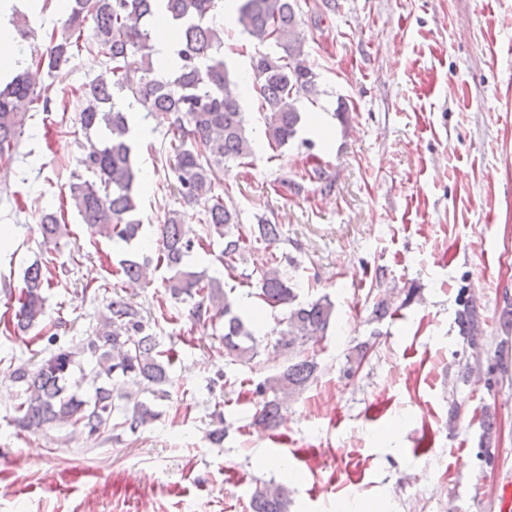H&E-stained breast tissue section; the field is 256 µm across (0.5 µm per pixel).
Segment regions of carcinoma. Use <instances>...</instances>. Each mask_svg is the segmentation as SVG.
<instances>
[{"mask_svg":"<svg viewBox=\"0 0 512 512\" xmlns=\"http://www.w3.org/2000/svg\"><path fill=\"white\" fill-rule=\"evenodd\" d=\"M236 24L254 44L251 56L253 87L259 95L264 135L275 149L286 146L297 134L300 98L314 102L320 95L318 74L306 60V38L297 18L298 0H236ZM222 0H72L62 23L63 33L53 34L32 63L17 70L0 86V160L17 148L28 113L42 107L51 111V100L38 90L37 76L67 66L82 48L80 39L94 47L111 66L113 82L89 83L81 88L80 123L90 130L104 127L105 139L89 143L77 159V166L93 174L90 181L73 171L68 184L69 199L82 220L96 236L126 243L136 240L142 229L136 217L138 203L133 185L139 170L133 164L129 143V112L121 99L130 97L141 112L160 115L168 122V160L176 176L183 208L167 211L161 225L157 264L169 271L163 281L165 294L179 302H191L189 317L197 324L224 318V358L247 364L259 354L258 342L238 313L237 301L216 288L214 281L194 270L185 257L205 239L218 237L224 248L215 260L232 273L247 252L269 251V261L246 274L257 280L256 292H248L263 304L288 307L285 329L273 349L284 357L280 371L258 383L252 395L258 398L254 422L277 427L284 421V400L304 389L316 377L318 365L303 356L304 347L320 343L334 318L335 305L324 294L314 300L297 301L291 279L281 273L273 248L284 236L283 227L267 218L242 229L235 209L215 192V180L224 162L253 156L252 131L233 90L224 62V25L218 21ZM175 25L176 53L180 61L171 79L158 75L150 26L158 16ZM94 26L84 36L87 19ZM140 54L142 64L132 70L128 56ZM203 205L200 222L206 237H189L188 209ZM44 244L58 247L69 236L67 225L54 213L39 221ZM50 262L34 263L25 270L19 293L15 322L5 330L26 332L45 317L43 290L50 287ZM116 275L127 288L141 284L143 265L134 259L118 262ZM457 322L461 336L475 363H480L479 339L483 336L481 306L477 298L461 291ZM46 355L36 361L9 366L8 378L20 391L12 422L18 432H38L52 426H69L101 434L122 429L135 435L160 415L155 404L139 395H168L170 359L158 350L156 336L129 299L117 296L107 305L92 333L68 345L59 337H47ZM501 342L493 362L488 364V381L499 382L512 364ZM370 345L363 342L346 354V374L355 375ZM88 355L94 365L83 378L94 386L86 398L70 390L69 378L76 358ZM482 454L491 463L489 449L495 437L494 416H482ZM251 512H288V488L283 484L255 488Z\"/></svg>","mask_w":512,"mask_h":512,"instance_id":"1","label":"carcinoma"}]
</instances>
